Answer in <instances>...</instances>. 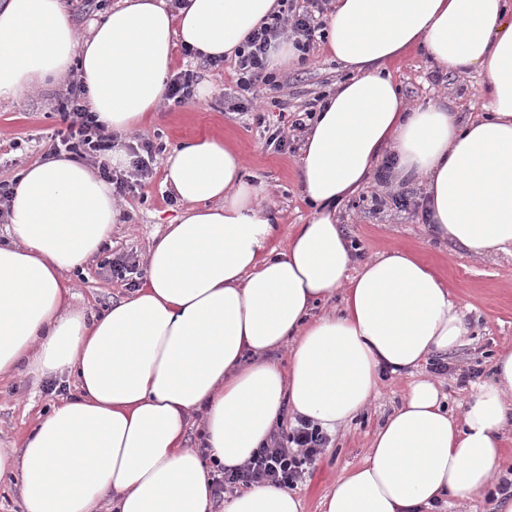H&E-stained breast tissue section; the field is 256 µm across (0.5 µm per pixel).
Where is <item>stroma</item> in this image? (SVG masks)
<instances>
[{
    "mask_svg": "<svg viewBox=\"0 0 512 512\" xmlns=\"http://www.w3.org/2000/svg\"><path fill=\"white\" fill-rule=\"evenodd\" d=\"M175 67L196 68L200 82L208 84L210 92L204 99L180 107L160 105L141 128L142 137L156 146L159 162L150 179L118 199L126 221L112 231V255H128L146 264L153 239L179 210L162 185L160 159L178 141L199 135L222 137L237 146L247 172L262 183L267 205L280 214L281 238H288L293 226L304 223L310 215L297 179L301 141L292 142L288 150L274 151L267 147L262 129L251 116L230 110L235 89L232 59H225L223 69L213 70L197 66L193 58L179 52ZM389 70L411 105L424 106L444 99L449 109L468 118L479 115L485 103L478 79L434 70L419 50H408L390 62ZM346 75L340 63L323 48H316L300 67L285 72L277 104L264 106L267 120L278 123L282 110L295 113L314 109L317 98L335 92ZM63 91V86L52 85L27 94L19 103L0 104V182H13L21 168L49 159V137L63 127L56 110ZM405 188L412 192L415 206L402 210L390 203L377 213L371 209L370 198L381 188L377 182H369L341 206L340 223L353 244L356 262L393 247L409 249L435 266L454 296L462 301L469 334L461 347L445 356L447 373L433 374L427 364L419 369L420 374L434 375L449 407L456 410L475 391V384L462 383V376L475 372L480 381H487L496 352L512 347V255L480 259L461 247L430 239L417 207L423 189L413 181ZM100 264V259H92L77 275L72 289L76 307L100 311L130 296L131 287L107 275ZM410 381L406 374L385 378L374 403L333 434L323 455L297 486L303 512H321V500L336 477L363 462L374 432L398 406ZM72 389L71 380L64 375L50 380L25 374L1 381L0 445L21 447L41 412Z\"/></svg>",
    "mask_w": 512,
    "mask_h": 512,
    "instance_id": "obj_1",
    "label": "stroma"
}]
</instances>
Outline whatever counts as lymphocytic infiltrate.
I'll return each mask as SVG.
<instances>
[{"label":"lymphocytic infiltrate","instance_id":"lymphocytic-infiltrate-1","mask_svg":"<svg viewBox=\"0 0 512 512\" xmlns=\"http://www.w3.org/2000/svg\"><path fill=\"white\" fill-rule=\"evenodd\" d=\"M332 0H280L277 12L269 15L246 37L234 60V103L237 112H256L257 123H264L260 111L266 99L283 86L278 73L269 67V51L282 39L309 54L323 37L325 18ZM86 90L81 82L68 85L57 111L65 124L51 136L50 152L95 164L100 176L111 183L114 196L122 197L135 190L142 179L151 175L156 156L152 141L140 138L128 150L133 157L131 170L112 169L106 157L118 137L107 131L84 105ZM329 445V438L316 425L297 420L288 434H273L269 444L260 448L245 464L232 472H221L213 478L214 496L223 499L252 485L264 483L292 488L302 482L310 467Z\"/></svg>","mask_w":512,"mask_h":512}]
</instances>
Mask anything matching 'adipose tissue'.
I'll return each instance as SVG.
<instances>
[{
    "instance_id": "adipose-tissue-1",
    "label": "adipose tissue",
    "mask_w": 512,
    "mask_h": 512,
    "mask_svg": "<svg viewBox=\"0 0 512 512\" xmlns=\"http://www.w3.org/2000/svg\"><path fill=\"white\" fill-rule=\"evenodd\" d=\"M277 9L278 0H188L175 12L164 0H119L81 33L61 0H0V103L73 76L108 131H135L164 97L176 45L234 56ZM411 47L443 70L476 73L487 116L409 107L387 65ZM325 50L350 76L303 144L311 215L284 249L238 148L187 138L166 153L162 182L181 213L154 240L142 284L104 312L75 308L73 273L105 255L121 221L112 188L65 157L20 172L0 243V380H75L22 448H0V480L20 478L24 512H208L213 465H243L283 412L336 432L383 374L412 372L467 336L460 303L413 251L389 249L350 274L337 208L389 159L397 176L423 183L433 239L477 257L512 253V0H336ZM338 292L340 312L314 316ZM282 348L284 366L267 357ZM511 393L512 349L458 416L434 382L416 379L323 512H430L493 490ZM195 411L205 457L185 445ZM225 512L302 504L258 485Z\"/></svg>"
}]
</instances>
